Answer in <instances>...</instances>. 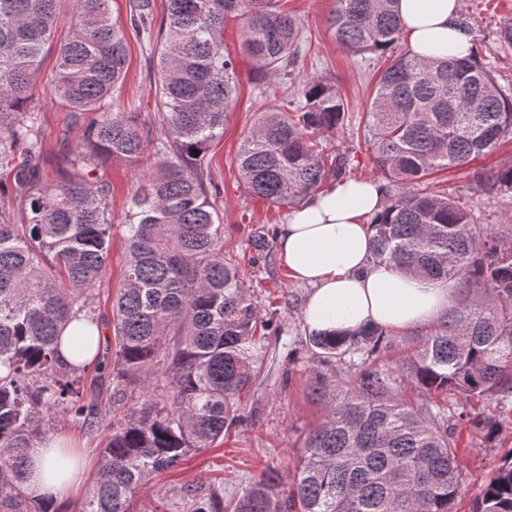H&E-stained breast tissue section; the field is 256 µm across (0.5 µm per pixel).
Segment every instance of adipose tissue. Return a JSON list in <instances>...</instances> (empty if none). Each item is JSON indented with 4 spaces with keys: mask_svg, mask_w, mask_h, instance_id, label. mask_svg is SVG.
Instances as JSON below:
<instances>
[{
    "mask_svg": "<svg viewBox=\"0 0 512 512\" xmlns=\"http://www.w3.org/2000/svg\"><path fill=\"white\" fill-rule=\"evenodd\" d=\"M463 0H397L406 45L422 58L467 56L471 36L457 20ZM387 202L381 183L342 179L292 209L278 225L276 245L290 277L308 287L304 310L308 330L344 336L367 326L396 333L422 329L458 301L452 280L410 276L373 262L372 217ZM70 444L57 438L50 447L31 449L26 493L57 504L76 491L80 472L64 458Z\"/></svg>",
    "mask_w": 512,
    "mask_h": 512,
    "instance_id": "obj_1",
    "label": "adipose tissue"
}]
</instances>
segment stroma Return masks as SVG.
Returning <instances> with one entry per match:
<instances>
[{
    "label": "stroma",
    "mask_w": 512,
    "mask_h": 512,
    "mask_svg": "<svg viewBox=\"0 0 512 512\" xmlns=\"http://www.w3.org/2000/svg\"><path fill=\"white\" fill-rule=\"evenodd\" d=\"M281 6L304 23L305 51L296 64L292 82L261 84L252 61L240 55L237 97L229 109L223 138L215 140L207 152L204 174L222 189L215 204L224 217L225 258L238 266L262 310L274 312L277 323L283 326V335L271 339V347L289 345L297 349L300 361L290 366L279 359L265 358V376L254 387L245 406L247 423L236 427L223 445L195 452L180 467L156 474L147 488L134 496V512H190L182 499L183 488L194 489L201 501L208 499L215 489L227 498L238 496L268 468L278 470L284 480H291L305 435L323 416L321 406L308 396L310 374L304 362L307 331L303 324L308 289L291 279L278 253L257 262L247 247L252 229L262 226L276 230L286 211L247 192L238 178L235 156L241 140L262 111L290 98L291 86L324 76L335 82L348 106L349 125L337 140L339 149L355 156V177L376 178L363 127L366 106L385 58L376 54L365 63L336 44L327 25L334 0H281ZM463 15L472 26L478 53L493 55L498 79L512 80V49L496 47L499 27L512 20V0H464ZM127 51V73L118 100L122 105L140 108L143 115H152L157 102V55L152 45L132 32L127 35ZM56 63L54 47L42 59L38 89L28 106L42 140L40 174L51 180L57 178L66 155L75 148L81 135L79 128L71 126L65 108L49 98L48 86ZM99 173L111 185L113 215L122 216L135 189L137 171L114 161L105 164ZM123 236V227L114 225L108 267L95 289L96 314L100 317L112 314L111 299L119 286L125 255ZM101 412L103 426L93 437L68 422L63 412L50 415L48 422L56 433L70 437L94 465L112 433L113 423L122 415L121 409L106 402L102 403ZM455 436L460 443L462 485L453 508L454 512H472L480 487L512 449V421L502 420L491 438L466 424L457 427Z\"/></svg>",
    "instance_id": "obj_1"
}]
</instances>
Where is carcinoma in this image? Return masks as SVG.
<instances>
[{
	"label": "carcinoma",
	"instance_id": "obj_1",
	"mask_svg": "<svg viewBox=\"0 0 512 512\" xmlns=\"http://www.w3.org/2000/svg\"><path fill=\"white\" fill-rule=\"evenodd\" d=\"M110 2L76 0L71 33L57 48L50 99L82 136L59 179L48 181L34 165L42 143L25 106L62 0H0V164L11 167L23 207L18 216L0 199V512H52L23 490L29 450L52 436L42 410L63 407L92 433L105 396L124 413L82 512H132V495L153 475L242 423V395L268 350L258 328L281 331L224 258L223 216L203 157L224 136L237 93L224 20H243L241 51L268 83L292 75L302 23L280 0H166L155 34V0H130V28L158 46L166 133L155 141L141 113L114 110L127 32L112 22ZM395 2L334 0L329 18L336 42L355 55L396 49L367 106L364 140L387 195L371 220L372 258L410 275L456 279L465 298L416 331L410 350L379 327L349 340L308 333L309 396L325 414L305 438L292 484L270 470L227 501L212 493L195 512H453L461 469L448 413L492 437L499 421L471 412L473 401L512 406V166L473 174L468 190L495 205L491 214L424 185L512 141V82L500 84L491 58L475 51L421 60L397 47ZM348 120L334 82L307 81L295 98L263 111L241 141V183L295 208L328 179L350 177L355 157L332 148ZM151 158L154 169L139 177L121 219L114 349L96 355L87 387L81 366L62 363L59 348L72 322L96 324L91 291L111 253L110 187L96 171L108 161L138 170ZM248 246L267 257L268 231L254 229ZM409 386L419 398L406 395ZM472 512H512V450Z\"/></svg>",
	"mask_w": 512,
	"mask_h": 512
}]
</instances>
